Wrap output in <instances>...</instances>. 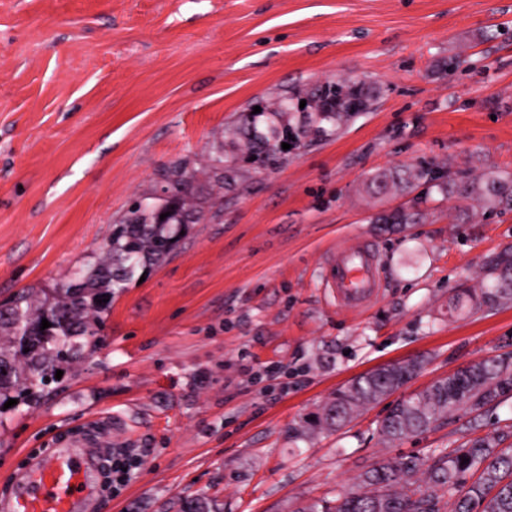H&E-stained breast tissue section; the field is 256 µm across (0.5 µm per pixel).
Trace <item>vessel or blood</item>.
Masks as SVG:
<instances>
[{
	"instance_id": "1",
	"label": "vessel or blood",
	"mask_w": 512,
	"mask_h": 512,
	"mask_svg": "<svg viewBox=\"0 0 512 512\" xmlns=\"http://www.w3.org/2000/svg\"><path fill=\"white\" fill-rule=\"evenodd\" d=\"M322 280L335 290L340 306H362L380 286L377 257L361 245L337 250L325 263ZM94 467V456L72 452L67 441L56 442L22 476L11 512H83L96 493Z\"/></svg>"
}]
</instances>
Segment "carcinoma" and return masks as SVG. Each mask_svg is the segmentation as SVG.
<instances>
[{
    "mask_svg": "<svg viewBox=\"0 0 512 512\" xmlns=\"http://www.w3.org/2000/svg\"><path fill=\"white\" fill-rule=\"evenodd\" d=\"M324 97L333 108L317 113L312 125L316 134L326 132L322 122L336 126L369 107V98L351 80L337 82ZM297 141L294 128L285 124L272 136L256 137L248 145L261 143L274 153L282 151V144ZM171 176L178 200L185 201L194 174L178 166ZM422 181L486 211L512 209V175L508 173L450 179L440 167H420L405 179L380 175L374 185L380 192L391 186L406 192ZM178 215L177 209L134 204L69 281L51 288H23L0 306V398H13L29 407L39 405L50 385L61 383L56 371H68L102 345L104 317L112 307V297L137 271L163 263L177 248L182 226ZM484 280L481 288L456 294L452 305H462L464 295L471 311L511 303L512 246L488 262ZM44 318L51 326L42 330ZM412 377L406 368L393 365L358 376L338 388L302 429L342 428ZM511 398L512 357H490L401 400L382 421L380 432L394 443L426 431L448 414L478 415L486 405ZM511 437V431L496 429L453 448H437L430 456L382 457L359 476L355 487L331 499L315 500L296 512H473L477 507L480 512H512V445L504 446ZM464 459L468 463H462Z\"/></svg>",
    "mask_w": 512,
    "mask_h": 512,
    "instance_id": "1",
    "label": "carcinoma"
}]
</instances>
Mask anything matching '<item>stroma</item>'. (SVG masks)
<instances>
[{
    "label": "stroma",
    "instance_id": "obj_1",
    "mask_svg": "<svg viewBox=\"0 0 512 512\" xmlns=\"http://www.w3.org/2000/svg\"><path fill=\"white\" fill-rule=\"evenodd\" d=\"M341 78L370 110L248 158L254 108L259 132L300 126L304 112L276 105L316 108V88ZM177 163L202 221L115 295L102 346L40 407L0 409V500L94 416L149 454L91 512H177L197 495L218 512H291L381 456L512 423V407L490 406L382 443L397 401L512 351V303L449 307L512 245V211L463 221L431 185L370 188L418 166L512 172V0H0V302L65 281L133 201L166 205ZM412 207L419 223L379 221ZM352 242L379 253L383 288L342 310L320 271ZM411 358L413 379L352 423L297 436L336 388Z\"/></svg>",
    "mask_w": 512,
    "mask_h": 512
}]
</instances>
